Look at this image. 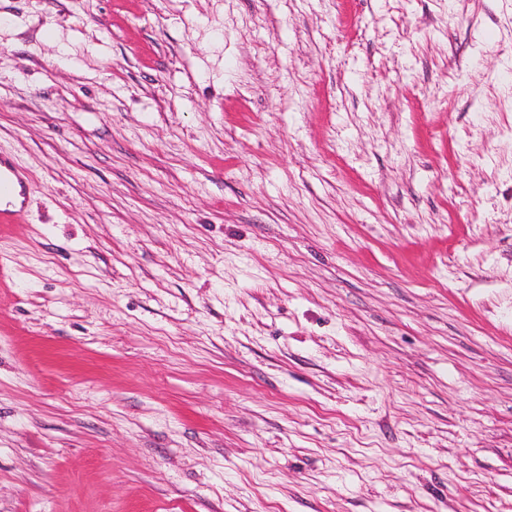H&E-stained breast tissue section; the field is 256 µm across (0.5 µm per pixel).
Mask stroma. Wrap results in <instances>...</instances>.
Masks as SVG:
<instances>
[{"label": "stroma", "mask_w": 512, "mask_h": 512, "mask_svg": "<svg viewBox=\"0 0 512 512\" xmlns=\"http://www.w3.org/2000/svg\"><path fill=\"white\" fill-rule=\"evenodd\" d=\"M512 0H0V512H512ZM21 167L0 159V223L14 224L25 212L26 184Z\"/></svg>", "instance_id": "stroma-1"}]
</instances>
